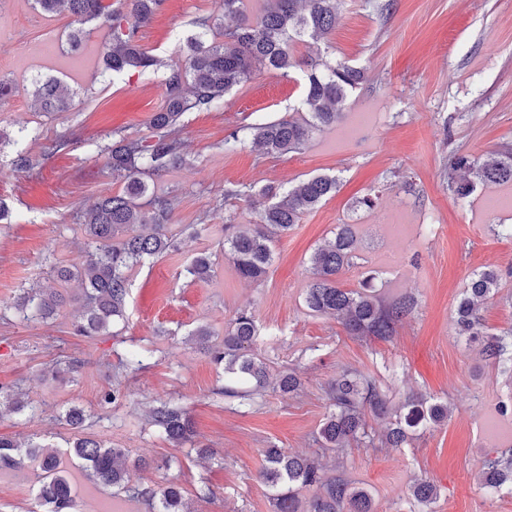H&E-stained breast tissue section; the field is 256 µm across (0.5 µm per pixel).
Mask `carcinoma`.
I'll list each match as a JSON object with an SVG mask.
<instances>
[{
	"label": "carcinoma",
	"mask_w": 512,
	"mask_h": 512,
	"mask_svg": "<svg viewBox=\"0 0 512 512\" xmlns=\"http://www.w3.org/2000/svg\"><path fill=\"white\" fill-rule=\"evenodd\" d=\"M165 0H121L119 6L106 0H32L35 8L53 15L63 8L71 17L69 40L78 46L89 35L85 25L102 19L112 30V38L100 48L104 70L120 78L131 73L157 69L160 60L143 48L139 28L164 5ZM244 0H219L220 15L194 21L197 31L187 39V56L182 63L168 66L162 80L165 108L151 119L154 134L148 138L122 136L108 148L112 178L123 183L120 192L98 198L77 216L86 236L84 260L70 266L50 265L53 280L76 282L84 301L82 321L75 332L97 336L109 332L114 323L126 318L130 292L129 272L148 258L158 257L177 247L169 228L172 201L150 192V184L163 172L182 163L184 152L177 136L181 117L187 112H207L233 88L245 83L253 69L267 68L288 75L300 62L294 45L306 38L325 39L336 26V0H265L262 11L252 20L244 19L224 29L222 39L213 31L227 16L243 14ZM363 80L362 70L345 61L312 63L307 72L305 104L308 116L292 117L246 126L254 142L265 154L299 151L313 135L336 124L349 93ZM34 105L41 112H66L72 106L73 92L55 77L32 83ZM454 172L473 175L448 183L453 195L464 200L476 184H512V153L481 162L467 155L454 157ZM336 191V177L312 176L293 187H262L255 192L239 188L224 189V197L252 198L259 220L245 230L224 225V256L236 274L255 282L263 280L274 261L277 246L302 216L315 210ZM138 224L142 231L125 234ZM357 230L353 224H339L334 238L310 257L312 278L305 289L306 308L315 314L334 317L351 336L374 337L389 341L397 326L418 305L413 295H404L385 304L374 289V276L368 275L358 289L339 286L340 273L354 265ZM211 255L193 257L186 272L193 280L207 283L214 273ZM500 274L495 269L476 272L464 289L456 308L457 334L478 341L485 359L505 372L512 371V332L507 335L486 330L480 304L499 293ZM66 295L56 288H24L16 310L23 319L52 318ZM201 351L224 373L251 382L254 389L270 385L264 360L253 351L259 329L252 313L240 311L224 330V341L211 342L213 332L199 326L193 332ZM331 411L318 431L316 442L323 450L340 452L352 442L374 445L368 430L366 412L389 414L387 396L376 380L366 375H344L327 392ZM12 413L27 407L20 393L0 389L2 406ZM154 426L177 445L191 441L192 424L187 413L162 403L150 411ZM448 419V406L423 396L408 398L402 410L390 421L379 441L387 448H402L412 438ZM64 420L74 437L62 451H46L43 446L22 445L0 437V466L12 467L25 457L39 470L36 500L44 512H75L72 485L61 457L77 460L86 477L133 499L148 502L150 512H190L183 488L173 482L154 487L131 483L127 448H116L79 435L86 415L69 408ZM266 466L260 479L273 491L274 512H374L371 492L341 476H327L310 459L281 448L264 451ZM483 489L499 493L512 491V449L503 450L485 461L480 475ZM310 488L312 497L302 504L299 490ZM409 497L423 508L437 499L436 486L419 479L409 487Z\"/></svg>",
	"instance_id": "cac0c4a2"
}]
</instances>
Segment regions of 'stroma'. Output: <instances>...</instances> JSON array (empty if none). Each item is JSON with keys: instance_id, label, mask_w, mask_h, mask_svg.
<instances>
[{"instance_id": "obj_1", "label": "stroma", "mask_w": 512, "mask_h": 512, "mask_svg": "<svg viewBox=\"0 0 512 512\" xmlns=\"http://www.w3.org/2000/svg\"><path fill=\"white\" fill-rule=\"evenodd\" d=\"M338 0L328 40L296 43L299 60L345 61L363 83L348 98L344 118L314 134L300 151L264 154L246 125L304 112L306 74L257 69L208 112L186 113L179 136L186 161L156 179L154 191L174 202L175 251L131 273L126 318L109 334L79 336L78 289L46 322L22 320L21 289L47 286L50 263L78 262L85 248L75 217L97 198L118 192L104 150L119 136L146 138L164 105L162 70L112 79L97 62L108 24L91 22L80 51H70L68 13L35 10L30 0H0V75L15 91L0 99V387L26 394L36 416L0 420V436L51 449L72 432L60 412L77 406L86 433L150 460L131 468L133 483H180L191 512H273L260 479L263 450L275 445L317 455L330 476L368 488L376 512H412L414 480L438 489L433 512H512V492L490 495L478 482L488 455L512 447V376L486 361L478 344L456 334L455 309L474 271L502 274L498 295L485 302L490 331H512V239L493 224L512 225V186L478 185L469 200L448 189L453 156L478 159L512 150V0ZM218 12V0H166L139 30L140 44L164 62L183 59L198 17ZM56 75L75 92L67 112H40L30 96L37 76ZM241 139L225 150L231 132ZM64 148L44 155V146ZM43 155L41 166L16 172L17 151ZM317 174L338 180L335 193L283 237L263 281L241 280L220 255L225 222L258 220L247 198L228 199L229 186L291 185ZM375 195L372 208L361 204ZM204 232H197V225ZM340 224L358 227V263L339 277L358 288L366 272L381 297H417L414 313L391 341L349 335L336 319L303 302L309 259ZM217 254L212 281H191L186 267L201 252ZM258 323L256 348L271 376L296 373L299 391L269 389L249 407L224 397V371L200 353L191 332L205 325L223 333L236 312ZM152 355L131 367V351ZM374 376L392 407L421 393L447 403L449 416L402 448L350 446L320 452L316 433L329 411L328 385L343 373ZM123 400L107 404L105 392ZM168 403L190 414L195 435L178 448L149 421ZM78 512H149L87 481L68 467ZM31 467L0 468V512H36Z\"/></svg>"}]
</instances>
